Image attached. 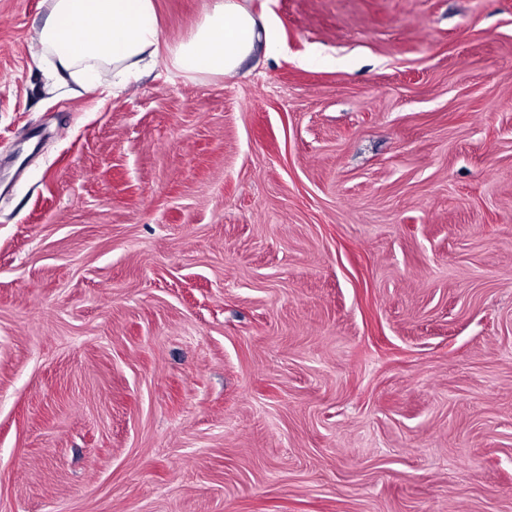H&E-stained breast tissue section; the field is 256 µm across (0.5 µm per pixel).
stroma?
<instances>
[{"label": "stroma", "instance_id": "obj_1", "mask_svg": "<svg viewBox=\"0 0 512 512\" xmlns=\"http://www.w3.org/2000/svg\"><path fill=\"white\" fill-rule=\"evenodd\" d=\"M248 6L100 94L0 0V512H512V0Z\"/></svg>", "mask_w": 512, "mask_h": 512}]
</instances>
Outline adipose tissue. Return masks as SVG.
<instances>
[{"label": "adipose tissue", "mask_w": 512, "mask_h": 512, "mask_svg": "<svg viewBox=\"0 0 512 512\" xmlns=\"http://www.w3.org/2000/svg\"><path fill=\"white\" fill-rule=\"evenodd\" d=\"M267 27L244 0H214L187 39L166 48L155 0H50L37 43L55 59L57 79L95 92L123 89L161 65L235 75L257 50L274 52V43L262 38Z\"/></svg>", "instance_id": "adipose-tissue-1"}]
</instances>
